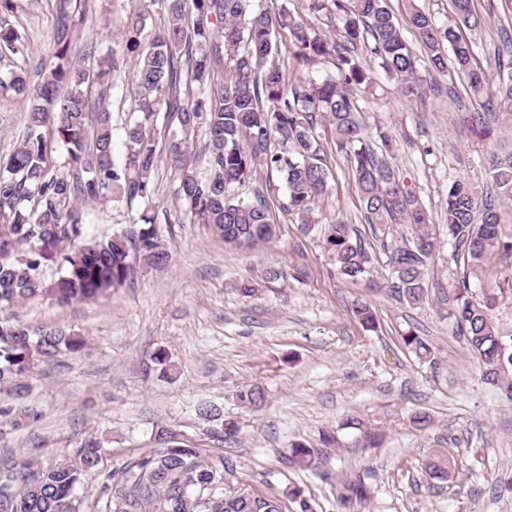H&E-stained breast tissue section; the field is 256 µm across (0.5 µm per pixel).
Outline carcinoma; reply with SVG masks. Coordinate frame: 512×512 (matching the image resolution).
I'll return each mask as SVG.
<instances>
[{"label": "carcinoma", "mask_w": 512, "mask_h": 512, "mask_svg": "<svg viewBox=\"0 0 512 512\" xmlns=\"http://www.w3.org/2000/svg\"><path fill=\"white\" fill-rule=\"evenodd\" d=\"M72 2L57 0L55 40L61 49L41 81L30 82L22 70L11 72L8 83L0 81L4 93L26 104L23 138L12 153L0 157V312L36 297L57 305L94 302L127 281L135 261L154 266L170 261L152 221L109 238L89 239L84 210L85 204L109 201L114 194L129 203L152 199L161 114L180 126L181 136L167 140L166 152L178 172L175 195L185 204L186 216L224 241L239 244L274 236L265 201L232 195L251 180L257 164L280 174L288 190V209L302 223L312 222L329 179L316 133L317 123H323L335 149L353 163L367 223L393 231L411 227V237L385 243L383 250L393 291L412 305L423 300L437 237L424 205L385 159L393 147L391 137L381 132L380 145H372L353 94V89L372 83L355 57L357 45L367 38L371 53L405 96L419 99L428 85L387 0H306L308 14L341 23L340 41L285 8H257L254 0H165L167 24L145 43L140 35L147 16L133 8L125 49L134 63L137 116L127 125L129 150L122 167L112 159V114L101 104L95 112L92 105V90L113 89L121 79L120 67L109 54L94 66L65 58L73 36ZM407 2L409 22L427 55V72L453 73L473 97L483 99L489 111L476 113L480 124L488 125V118L497 114L512 116V34L502 29L507 51L497 56L492 78L478 61L477 45L463 35L478 24L473 0H449L450 24L444 29L436 28L414 0ZM282 30L288 31L299 63L310 69L329 62L335 74L322 80L305 75L285 85L282 71L269 63L278 52L276 34ZM19 44L14 30L0 27V56L19 52ZM222 57L230 62L223 72L218 70ZM200 131L205 134V176L189 151ZM58 145L65 146L68 157V172L60 175L55 172ZM484 161L488 190L480 193L455 180L446 198L451 257L471 273L481 270L496 251H512V237L503 231V207L512 203V144L491 147ZM326 243L339 275L356 280L366 272L367 257L352 238L350 225H329ZM52 248L58 252L57 278L49 282L44 263ZM453 288L449 315L483 379L512 402V336L503 335L494 320L497 295L490 289L479 296L473 293L468 275ZM351 313L364 328L376 327L368 303L355 302ZM402 342L420 361L433 362L429 345L415 332L403 334ZM84 346L82 336L61 327L32 328L1 317L0 385L12 384L15 398L21 399L26 390L22 379L34 366L79 353ZM237 399L249 410L265 402L258 386L241 389ZM199 414L215 423L213 438L234 443V423L221 421L211 407L199 408ZM37 417V412L18 404L0 405L1 426L19 429ZM156 443V448L104 476L96 500L104 512H282L280 499L239 487L236 465L224 457L204 460L201 449L163 430ZM102 453L94 438L86 440L69 463L1 452L0 512H81L78 489L98 470ZM312 457V449L298 445L289 463L306 468ZM458 466V459L449 454L429 463L441 478ZM364 499L363 488L350 484L340 495L338 512H358L357 504Z\"/></svg>", "instance_id": "1"}]
</instances>
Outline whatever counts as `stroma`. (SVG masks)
Wrapping results in <instances>:
<instances>
[{
    "mask_svg": "<svg viewBox=\"0 0 512 512\" xmlns=\"http://www.w3.org/2000/svg\"><path fill=\"white\" fill-rule=\"evenodd\" d=\"M134 5L149 15L143 39L164 25L161 0H91L74 22L72 61L121 48ZM474 8L483 23L466 37L481 48L480 61L490 69L488 53L500 27L512 23V10L504 0H474ZM5 20L23 35L24 47L0 59V78L17 69L37 77L56 50L54 0H15ZM358 60L373 79L370 88L355 91L366 133L372 139L381 131L391 134L388 160L422 198L436 227L425 299L411 306L390 292L382 234L364 221L351 163L334 147L326 149L328 188L306 230L288 210L279 175L258 168L251 188L266 197L275 235L250 246L224 243L205 225L185 222L173 196L176 171L161 160L152 207L138 200L101 201L85 210L88 234L98 238L121 232L143 214L154 216L171 252L167 265L137 264L134 281L108 300L62 307L35 298L11 308L22 322L85 336L88 347L28 377L23 404L38 417L22 430L1 431L0 449L65 462L95 438L107 450L100 469L108 472L154 448L164 429L201 448L203 458H232L242 483L281 498L283 512H299L284 498L295 487L316 512H336V493L346 480L369 487L363 512H512V404L484 383L448 315L450 286L464 268L451 259L445 206L453 181L485 187L489 137L512 133V121L488 130L477 124V106L459 80L436 75L433 90L412 100L369 50L359 48ZM106 102L112 156L121 165L126 126L136 116L132 84L111 91ZM25 122L19 98L0 99V155L17 146ZM337 220L352 224L371 257L366 274L355 281L336 274L324 249L328 226ZM246 282L255 288L252 295L240 291ZM471 284L476 292L495 289L493 316L512 332V252L493 255ZM359 299L371 303L375 330H365L351 315ZM409 330L429 343L433 363L419 362L404 347L401 336ZM160 348L176 364L173 378L153 367ZM251 385L265 394L257 411L236 399L237 390ZM204 402L237 423L233 447L209 438L211 423L197 413ZM418 411L430 414V428L414 427ZM297 444L316 449L311 468L289 466ZM439 450L462 461L447 480L432 477L426 466Z\"/></svg>",
    "mask_w": 512,
    "mask_h": 512,
    "instance_id": "stroma-1",
    "label": "stroma"
}]
</instances>
